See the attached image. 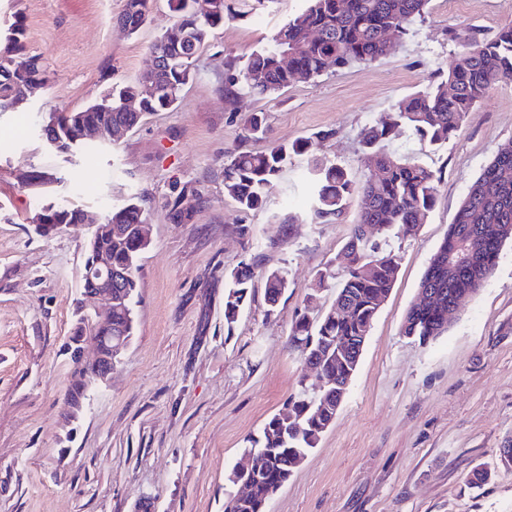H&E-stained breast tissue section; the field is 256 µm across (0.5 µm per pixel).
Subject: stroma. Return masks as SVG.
<instances>
[{
	"label": "stroma",
	"mask_w": 512,
	"mask_h": 512,
	"mask_svg": "<svg viewBox=\"0 0 512 512\" xmlns=\"http://www.w3.org/2000/svg\"><path fill=\"white\" fill-rule=\"evenodd\" d=\"M222 27L195 57L193 79L171 109L145 113L119 141L87 139L61 154L43 119L81 110L149 68V46L173 23L153 0L136 34L117 18L125 0H0V39L25 27V56H42L48 81L0 112V512H224L242 493L228 476L249 437L288 408L299 380L316 372L291 349V326L316 272L340 252L361 208L327 224L285 214L308 207L307 161L327 158L364 180L359 133L429 81L447 75L460 47L449 29L493 38L512 23V0H430L396 50L271 97L226 98L227 61L266 45L307 0H226ZM263 113L265 133L244 128ZM304 138L264 209L242 212L224 192V164L239 149L261 151ZM512 140V83L496 87L463 130L433 149L404 130L389 145L440 178L426 224L406 241L393 288L366 338L336 417L294 468L267 512H512V243L478 293L461 300L447 332L419 343L403 334L421 277L470 185ZM45 182H31L33 172ZM189 213L172 219L166 202ZM143 201L151 241L138 261L135 329L112 375L78 418L62 420L71 363L63 352L83 300L82 224L40 235L48 206L106 217ZM247 233H240V226ZM252 263L255 278L233 328L224 325V273ZM288 273L276 312L264 274ZM493 475L482 487L474 466Z\"/></svg>",
	"instance_id": "obj_1"
}]
</instances>
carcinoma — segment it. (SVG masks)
Listing matches in <instances>:
<instances>
[{"label":"carcinoma","mask_w":512,"mask_h":512,"mask_svg":"<svg viewBox=\"0 0 512 512\" xmlns=\"http://www.w3.org/2000/svg\"><path fill=\"white\" fill-rule=\"evenodd\" d=\"M150 0H127L123 13L131 21L130 32L144 25ZM429 0H308L307 8L287 20L263 49L249 55L242 67L226 79L225 92L272 96L299 79L314 80L354 63L377 60L387 55L409 36L416 20L424 18ZM174 23L150 46L162 49L169 58L160 71L140 76L112 97L82 110L87 122L112 116V124L132 128L142 113L172 108L183 86L194 76L188 58L206 44L211 29L224 23L226 0H168ZM393 30L395 41L383 40ZM25 30L15 22L0 47V112L16 100L26 98L47 82L41 57H29L30 69L21 73L14 56L25 50ZM448 40L462 46L448 70L447 79L400 100L360 134V145L370 166L377 168L362 183L349 171L329 159L308 161L313 187L311 219L324 222L339 219L350 199L359 195L362 209L353 224L340 257L343 279L335 302L316 315L305 310L292 325L290 344L304 361L317 358L329 378L325 391L317 393L300 383L297 396L288 401V414L275 415L262 435L249 440L247 453L259 455L258 470L243 475L250 495L240 504L229 498L224 512H266L274 484L289 471V464L316 447L322 433L336 416L348 383L358 365L379 302L386 298L397 277L399 252L417 225L425 223L433 209L440 177L427 166L403 160L387 150L401 128H406L431 145L448 142L463 127L470 112L499 82L512 80V24L485 40L475 31L448 30ZM136 100L141 111L127 109ZM65 111L43 125L49 136L58 131L60 153H69L80 142L68 141L72 129L63 127ZM307 141L283 143L265 151H241L224 165V190L244 212L266 205L270 186L288 163L304 154ZM44 219L56 224H83L87 213L81 209L49 206ZM145 223L144 208L137 202L112 207L100 224V249L112 253V293L125 298L121 314L112 321V331L133 335L134 292L137 288V262L140 225ZM376 235L360 238L363 227ZM512 242V141L499 148L462 199L453 224L448 226L434 253L441 262L433 273H424L420 286L442 294L448 306L469 292L476 281L487 282L496 270L503 246ZM469 253V261L448 267V257ZM336 262L317 272L307 300L330 286L336 279ZM265 302L274 308L288 288L287 272L275 269L265 273ZM253 265L242 262L224 273V325L232 329L249 289ZM447 326L430 303L413 305L402 325L404 335L424 344L445 332ZM343 340L346 353L336 359V339Z\"/></svg>","instance_id":"1"}]
</instances>
